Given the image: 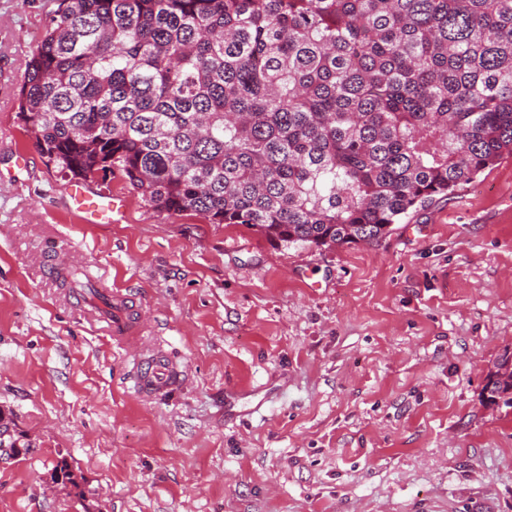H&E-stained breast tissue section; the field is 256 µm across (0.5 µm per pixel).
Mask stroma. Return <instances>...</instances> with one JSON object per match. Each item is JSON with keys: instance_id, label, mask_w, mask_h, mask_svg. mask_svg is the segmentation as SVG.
Instances as JSON below:
<instances>
[{"instance_id": "35a3bbf8", "label": "stroma", "mask_w": 512, "mask_h": 512, "mask_svg": "<svg viewBox=\"0 0 512 512\" xmlns=\"http://www.w3.org/2000/svg\"><path fill=\"white\" fill-rule=\"evenodd\" d=\"M55 0H0V512H512V156L376 244L278 245L243 224L126 201L81 224L16 114ZM56 264L120 282L187 372L137 395L134 346ZM67 462L77 485L52 483ZM3 421V422H2ZM15 423L13 422V419L10 417H4L2 420V417L0 418V443H5L6 446H10L13 449V456L16 457L22 454V450L24 451L23 454H27L31 451L32 445L29 442H22V439L20 437H23L22 435H19V433L15 430ZM3 435V438H1ZM18 445V446H17ZM0 448V457L1 455H8L11 453V448H6L4 445ZM22 448V450H21Z\"/></svg>"}]
</instances>
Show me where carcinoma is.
Returning a JSON list of instances; mask_svg holds the SVG:
<instances>
[{
	"label": "carcinoma",
	"instance_id": "1",
	"mask_svg": "<svg viewBox=\"0 0 512 512\" xmlns=\"http://www.w3.org/2000/svg\"><path fill=\"white\" fill-rule=\"evenodd\" d=\"M18 119L158 211L377 243L512 155V0H58ZM491 394L512 408V375ZM2 442L32 449L10 417Z\"/></svg>",
	"mask_w": 512,
	"mask_h": 512
}]
</instances>
